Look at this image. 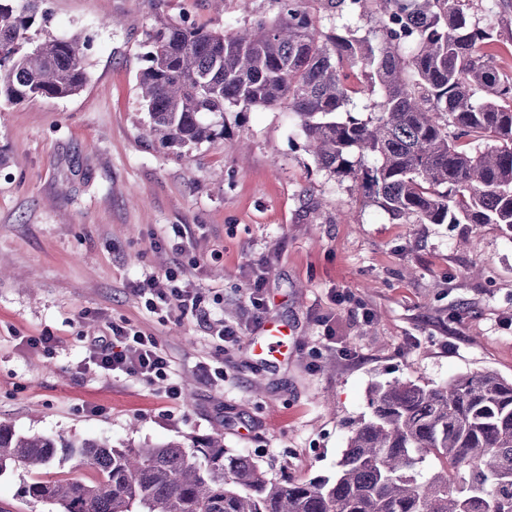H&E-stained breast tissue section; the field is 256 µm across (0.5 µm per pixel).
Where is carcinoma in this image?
Masks as SVG:
<instances>
[{"label":"carcinoma","mask_w":512,"mask_h":512,"mask_svg":"<svg viewBox=\"0 0 512 512\" xmlns=\"http://www.w3.org/2000/svg\"><path fill=\"white\" fill-rule=\"evenodd\" d=\"M45 0H0V102L64 98L88 79L87 41L28 32ZM231 31L170 22L147 31L138 76L146 137L180 158L224 138V113L286 106L318 167L394 218L497 224L512 233V76L499 39L464 0H277ZM370 16L373 32L323 29L320 13ZM360 71L367 84L351 76ZM367 95L361 119L348 109ZM333 478H270L224 435L114 446L21 435L0 424V475L23 467L22 496L60 512H512V381L492 372L430 387L379 385ZM98 472L38 478L55 460ZM435 465L426 469L424 463Z\"/></svg>","instance_id":"cac0c4a2"}]
</instances>
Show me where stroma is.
<instances>
[{
	"instance_id": "obj_1",
	"label": "stroma",
	"mask_w": 512,
	"mask_h": 512,
	"mask_svg": "<svg viewBox=\"0 0 512 512\" xmlns=\"http://www.w3.org/2000/svg\"><path fill=\"white\" fill-rule=\"evenodd\" d=\"M50 33L88 39L76 95L0 105V423L25 435L192 441L220 433L272 477L334 476L374 386L512 381V235L495 224H409L320 169L283 107L224 115V137L183 158L140 134L147 28L233 30L278 12L224 0H47ZM512 75V6L469 0ZM176 271L212 318H160L135 286ZM261 284L263 309L249 290ZM288 356L250 350L264 323ZM118 323L155 336L182 397L103 375L87 340ZM30 336H49L34 348ZM223 367V378L202 364ZM0 475V512H58Z\"/></svg>"
}]
</instances>
